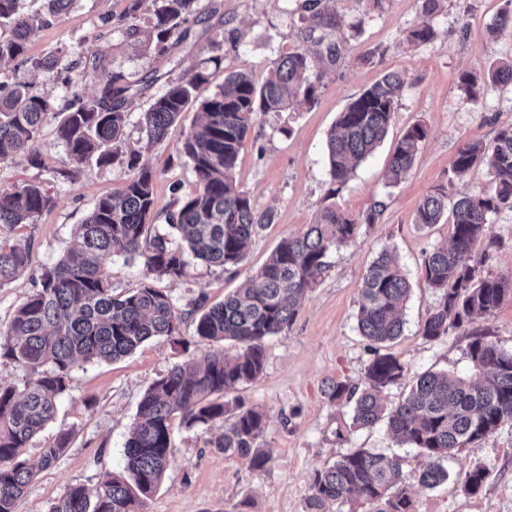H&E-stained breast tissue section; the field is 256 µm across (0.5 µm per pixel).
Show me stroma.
Segmentation results:
<instances>
[{
  "mask_svg": "<svg viewBox=\"0 0 512 512\" xmlns=\"http://www.w3.org/2000/svg\"><path fill=\"white\" fill-rule=\"evenodd\" d=\"M300 5L301 0H199L195 36L177 44L173 53L181 62L180 73L208 71V83L198 90L203 98L217 91L225 71L246 70L263 78L268 62L296 44L302 26ZM124 6V0H74L67 13L31 37L28 53L36 58L59 48L68 50L70 59L80 62L72 72L71 89L89 97L97 87L85 78L82 61L95 59L106 69L127 74L132 90L122 144L139 149L156 171L154 229L177 247L181 241L172 236L164 214L176 210L179 196L195 188L192 168L178 149L197 114L184 113L163 142L148 144L140 116L164 93L163 75L170 60L156 57L146 42L101 37L103 17L120 13ZM500 7L501 0H446L432 20L436 38L411 45L405 37L422 20L421 0H384L377 10L369 9L365 0H336L346 49L336 68L326 72L317 103L259 116L239 156L236 180L259 207L274 211L273 224L253 237L238 273L192 257L184 278L157 281V288L169 293L186 314L180 326L182 344L156 337L120 360L87 363L73 370L55 421L24 453L30 463H38L42 449L63 429L73 432V441L56 467L39 472L18 512H48L67 486L82 484L94 490L108 475L123 473L124 445L145 391L173 366L202 358L212 348L195 334L190 315L195 299L206 296L211 306L223 302L266 262L283 238L303 232L323 207L333 204L358 218L377 202L384 206L377 223L362 225L354 242L329 255L327 272L302 300L291 330L266 340L262 373L236 392L244 407H257L266 415L260 444L272 451L267 468L253 470L248 458L212 448L211 440L223 430L221 423L190 427L173 420L172 457L141 512H305L314 471L358 448L402 457L415 512H512V425L454 452L446 463L447 481L426 489L418 483L422 468L418 451L398 446L384 424L351 428L349 406L331 403L323 392L329 380L360 382L373 357L371 342L358 331L357 314L362 278L384 251L397 257L411 284L403 333L389 348L405 363L407 380L386 391L387 405H397L407 392V381L425 371L470 377L471 329L487 331L491 341L512 351L511 293L490 318L476 320L473 328L449 330L434 342L423 338L424 322L439 302L422 277L423 262L434 248L448 244L452 227L445 221L426 228L414 222L420 201L440 187H447L455 197L488 186L484 168L456 177L452 161L462 144L492 143L500 127L512 124V85L472 102L460 95L456 77L462 70L484 72L491 62L512 56L511 32L495 39L487 32ZM214 56L221 57V65L211 64ZM390 70L405 72L406 85L388 141L335 196H328V134L348 102ZM416 123L426 126L428 136L410 174L389 185L385 177L389 143ZM52 140L48 133L32 145L46 155L48 169L32 167L23 156L0 164V191L34 183L53 199V208L36 223L12 232L15 238L30 240L37 268L63 256L74 225L82 222L98 198L132 176L118 160L105 167L84 164L77 179L68 180L56 172L64 151ZM478 247L491 254L488 271L512 280L511 211L491 218ZM477 465L486 470V487L472 495L462 477Z\"/></svg>",
  "mask_w": 512,
  "mask_h": 512,
  "instance_id": "stroma-1",
  "label": "stroma"
}]
</instances>
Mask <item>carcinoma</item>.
Wrapping results in <instances>:
<instances>
[{
  "mask_svg": "<svg viewBox=\"0 0 512 512\" xmlns=\"http://www.w3.org/2000/svg\"><path fill=\"white\" fill-rule=\"evenodd\" d=\"M21 2L0 0V65L28 64L69 86L73 64L64 60L65 54L31 58L27 51L30 35L68 10L74 0H44L45 12L33 15L22 11ZM329 2L303 0L299 44L272 59L263 80L250 72L231 71L217 92L201 100L195 92L208 81L201 69L166 81L165 92L142 113L148 140L159 142L185 112L193 107L199 112L200 122L192 126L180 148L192 165L195 190L168 213L166 221L194 256L210 266L237 268L245 260L248 242L274 221L273 210L259 208L241 188L235 169L259 115L318 100L324 75L345 50L336 35L340 21ZM443 2L422 0L423 19L408 33L409 42L425 44L436 38L431 20L441 12ZM197 3L129 0L118 16L105 18L103 24L110 33L127 38L147 34L154 53L165 57L170 55L172 38L184 42L192 37ZM509 29L512 0H503L488 32L494 36ZM85 76L97 83V94L86 99L75 93L62 105L32 83L0 81L1 164L26 153L49 125L68 160V168L58 173L69 180L77 178L87 161L106 165L117 156L131 83L122 71L107 72L96 60L87 66ZM506 84H512V58L494 61L483 74L462 70L456 79L457 90L472 101ZM404 85L403 73L388 71L339 113L327 139V196L335 195L336 185L345 183L383 143ZM427 136L425 125L416 123L393 145L387 160L389 183L396 185L408 176ZM127 166L134 176L99 198L86 219L74 226L75 254L42 267L33 276L32 293L0 327V359L34 374L21 388L0 385V512H17L37 470L56 466L70 447L73 434L66 430L42 449L38 467L24 458V448L55 420L58 399L77 365L116 361L153 337L179 335L182 313L171 295L152 281L184 277V251L171 247L163 235H151L155 171L142 162L136 149L128 151ZM476 166L486 169L488 189L452 198L440 188L416 210L417 224L430 227L447 213L452 224L449 245L434 249L424 260L425 281L440 294L423 326L422 336L428 341L439 340L451 328L489 318L512 290V283L504 278L476 274L487 253L477 264L468 263L491 216L512 211V124L499 128L491 144L469 142L458 148L453 174L462 175ZM52 207V198L37 184L0 191V226L15 229L33 224ZM381 207L375 203L360 218L333 205L322 208L302 234L283 239L234 294L202 313L199 338L233 340L239 350L232 355L210 352L154 380L138 405L125 444L126 475L110 476L93 496L83 485H70L48 512H137L162 481L174 448L171 421L176 416L190 427L225 422L224 432L211 447L245 456L252 469L265 470L272 459L271 451L259 444L265 415L240 405L229 408L224 394L262 373L265 340L291 328L300 300L329 267V254L353 242L360 225L376 223ZM110 255L142 259L146 281L129 292L114 293L104 266ZM31 261L30 244L0 236V287L31 270ZM410 292L396 257L382 252L363 277L357 315L360 335L378 348L364 368L362 385L331 381L325 395L350 406L352 427L371 428L383 421L402 445L417 449L426 459L419 483L434 488L448 480L444 461L452 452L512 424V352L488 340L487 333L475 332L467 348L473 376L426 372L401 403L387 408L382 395L403 379L406 366L381 349L402 335L401 311ZM485 479L486 470L476 466L464 474L463 483L476 495L483 491ZM309 491L306 512H327L328 505L354 496L369 506V512H413L397 455L365 449L346 453L314 471Z\"/></svg>",
  "mask_w": 512,
  "mask_h": 512,
  "instance_id": "carcinoma-1",
  "label": "carcinoma"
}]
</instances>
